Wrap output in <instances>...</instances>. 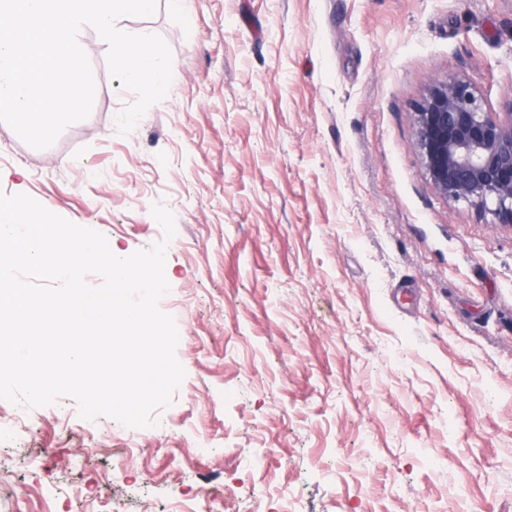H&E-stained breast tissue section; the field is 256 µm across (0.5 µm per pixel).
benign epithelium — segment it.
<instances>
[{"instance_id":"benign-epithelium-1","label":"benign epithelium","mask_w":512,"mask_h":512,"mask_svg":"<svg viewBox=\"0 0 512 512\" xmlns=\"http://www.w3.org/2000/svg\"><path fill=\"white\" fill-rule=\"evenodd\" d=\"M415 147L439 195L512 224V104L487 112L468 81L435 83L417 107Z\"/></svg>"}]
</instances>
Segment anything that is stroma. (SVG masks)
<instances>
[{
  "label": "stroma",
  "mask_w": 512,
  "mask_h": 512,
  "mask_svg": "<svg viewBox=\"0 0 512 512\" xmlns=\"http://www.w3.org/2000/svg\"><path fill=\"white\" fill-rule=\"evenodd\" d=\"M119 24L170 47L164 101L119 135L137 95L86 27L90 116L42 150L0 122V191L126 256L166 204L185 378L150 436L0 400V469L34 487L13 512H512V227L438 195L414 147L433 82L512 101V0H156Z\"/></svg>",
  "instance_id": "35a3bbf8"
}]
</instances>
